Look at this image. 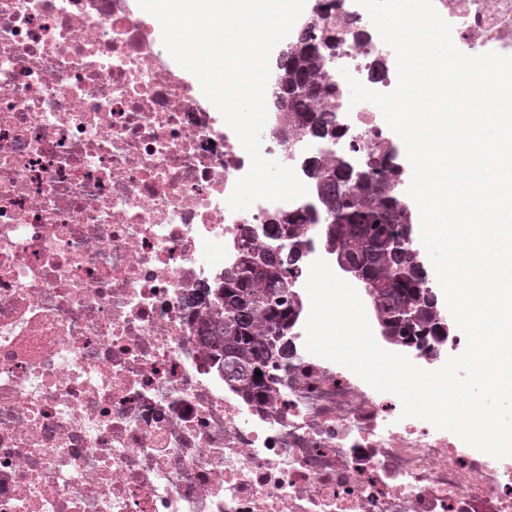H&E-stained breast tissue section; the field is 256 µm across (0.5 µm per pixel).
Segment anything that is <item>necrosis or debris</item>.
Returning <instances> with one entry per match:
<instances>
[{
  "label": "necrosis or debris",
  "mask_w": 512,
  "mask_h": 512,
  "mask_svg": "<svg viewBox=\"0 0 512 512\" xmlns=\"http://www.w3.org/2000/svg\"><path fill=\"white\" fill-rule=\"evenodd\" d=\"M463 52L512 56V0H434ZM328 136L274 123L266 158L307 187L342 161L406 187L382 92L395 55L336 0ZM130 0H0V512H512V465L401 419L309 354L305 316L265 402L224 381L193 319L244 231L314 195L227 204L250 159L154 49Z\"/></svg>",
  "instance_id": "4bbe7bcc"
}]
</instances>
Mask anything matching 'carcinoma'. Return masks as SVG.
<instances>
[{
  "instance_id": "1",
  "label": "carcinoma",
  "mask_w": 512,
  "mask_h": 512,
  "mask_svg": "<svg viewBox=\"0 0 512 512\" xmlns=\"http://www.w3.org/2000/svg\"><path fill=\"white\" fill-rule=\"evenodd\" d=\"M323 40L321 21L309 26L303 46L290 61L288 82L276 87L288 101L284 115L302 112L311 130L328 133L329 112L322 95ZM347 165L327 170L320 184L321 219L290 216L263 225L262 239H253L248 252L239 251L236 263L224 269V281L201 320L202 342L213 361L224 365V381L243 398L262 402L269 395L274 374L288 365V344L269 348V338L282 321H295L299 308L288 289L287 275L299 261L287 257L301 249L300 226L320 221L322 244L330 254L349 256L372 288L370 303L376 320L387 324L394 341L420 342L437 335L436 305L423 297V282L411 271L407 242L397 228L412 221L408 204L386 185L368 177L345 176ZM262 376H255L256 372Z\"/></svg>"
}]
</instances>
